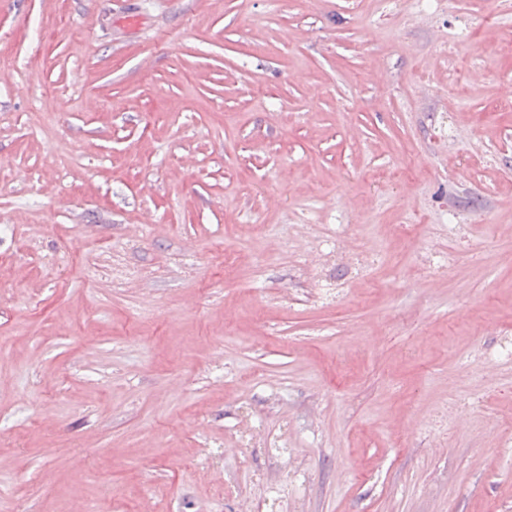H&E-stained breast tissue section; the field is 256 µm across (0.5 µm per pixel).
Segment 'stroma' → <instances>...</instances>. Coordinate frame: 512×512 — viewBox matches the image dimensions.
<instances>
[{
    "label": "stroma",
    "mask_w": 512,
    "mask_h": 512,
    "mask_svg": "<svg viewBox=\"0 0 512 512\" xmlns=\"http://www.w3.org/2000/svg\"><path fill=\"white\" fill-rule=\"evenodd\" d=\"M493 8L0 0V512H512Z\"/></svg>",
    "instance_id": "stroma-1"
}]
</instances>
